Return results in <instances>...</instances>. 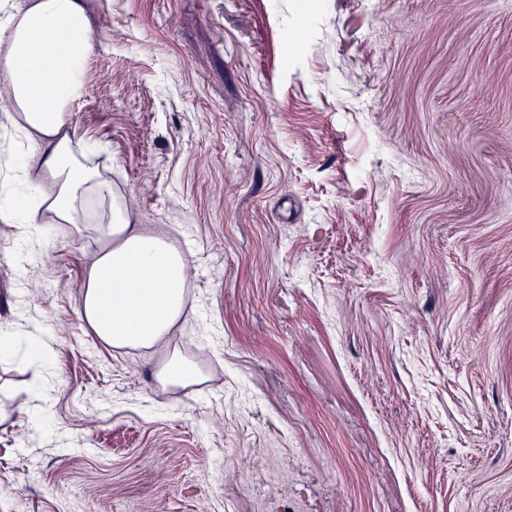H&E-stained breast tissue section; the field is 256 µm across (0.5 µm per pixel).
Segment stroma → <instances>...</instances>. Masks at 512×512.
I'll use <instances>...</instances> for the list:
<instances>
[{"label":"stroma","mask_w":512,"mask_h":512,"mask_svg":"<svg viewBox=\"0 0 512 512\" xmlns=\"http://www.w3.org/2000/svg\"><path fill=\"white\" fill-rule=\"evenodd\" d=\"M84 3L76 137L186 305L109 346L93 225L0 221V512H512V0ZM200 379V374L176 353L157 371L156 380L164 387L185 388Z\"/></svg>","instance_id":"1"}]
</instances>
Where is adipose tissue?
<instances>
[{
  "mask_svg": "<svg viewBox=\"0 0 512 512\" xmlns=\"http://www.w3.org/2000/svg\"><path fill=\"white\" fill-rule=\"evenodd\" d=\"M95 42L83 0H0V79L13 125L42 145L39 164L20 155L0 188V220L40 238L44 212L60 224H92L102 247L81 283L80 313L114 347L164 344L181 318L188 259L131 224L83 152L68 105L79 92Z\"/></svg>",
  "mask_w": 512,
  "mask_h": 512,
  "instance_id": "adipose-tissue-1",
  "label": "adipose tissue"
}]
</instances>
